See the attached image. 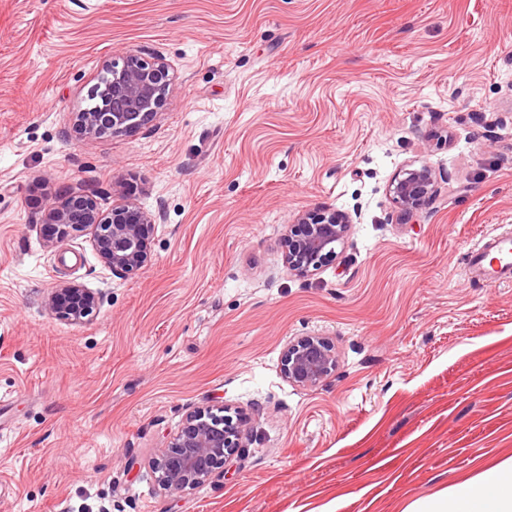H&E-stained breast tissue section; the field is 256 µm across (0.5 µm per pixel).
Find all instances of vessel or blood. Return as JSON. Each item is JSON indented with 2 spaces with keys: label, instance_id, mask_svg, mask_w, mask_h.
I'll return each mask as SVG.
<instances>
[{
  "label": "vessel or blood",
  "instance_id": "1",
  "mask_svg": "<svg viewBox=\"0 0 512 512\" xmlns=\"http://www.w3.org/2000/svg\"><path fill=\"white\" fill-rule=\"evenodd\" d=\"M465 271L489 286L512 282V229L486 233L468 251Z\"/></svg>",
  "mask_w": 512,
  "mask_h": 512
}]
</instances>
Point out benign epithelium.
<instances>
[{
    "label": "benign epithelium",
    "instance_id": "obj_1",
    "mask_svg": "<svg viewBox=\"0 0 512 512\" xmlns=\"http://www.w3.org/2000/svg\"><path fill=\"white\" fill-rule=\"evenodd\" d=\"M106 80L91 86L88 95L106 102L99 111L77 113L75 133L91 139L102 133H130L146 125L163 106L171 77L162 59L147 61L128 53L118 63L104 64ZM436 177L426 165L410 164L388 186L389 196L407 214L422 210L435 193ZM43 223L65 236L69 227H85L102 262L114 274L138 270L149 261L148 243L156 220L133 203L100 210L91 195L69 191L59 206L49 208ZM352 224L342 211L304 212L287 225L286 263L302 274L318 270L336 256ZM101 295L75 283L53 289L46 306L50 312L72 321L91 315ZM336 370V354L323 336H301L288 343L282 372L288 382L302 387L321 383ZM240 419L230 414L198 409L188 414L165 448L153 459L151 469L164 490H192L224 468L242 448Z\"/></svg>",
    "mask_w": 512,
    "mask_h": 512
}]
</instances>
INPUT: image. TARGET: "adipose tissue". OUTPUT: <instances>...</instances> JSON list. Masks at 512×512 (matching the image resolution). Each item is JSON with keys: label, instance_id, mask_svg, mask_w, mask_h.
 Returning <instances> with one entry per match:
<instances>
[{"label": "adipose tissue", "instance_id": "adipose-tissue-1", "mask_svg": "<svg viewBox=\"0 0 512 512\" xmlns=\"http://www.w3.org/2000/svg\"><path fill=\"white\" fill-rule=\"evenodd\" d=\"M404 512H512V457L440 493L414 500Z\"/></svg>", "mask_w": 512, "mask_h": 512}]
</instances>
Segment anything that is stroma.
Masks as SVG:
<instances>
[{
  "mask_svg": "<svg viewBox=\"0 0 512 512\" xmlns=\"http://www.w3.org/2000/svg\"><path fill=\"white\" fill-rule=\"evenodd\" d=\"M170 66L132 134L76 139L105 61ZM437 178L403 215L406 165ZM83 191L157 215L112 274L45 208ZM353 224L299 275L297 214ZM512 226V0H0V512H402L512 456V284L464 253ZM104 292L92 320L45 307ZM335 371L289 384L300 336ZM240 410L227 473L147 466L200 407ZM436 177L426 165L402 169L388 186L389 196L407 214L422 210L435 193ZM100 300L101 295L80 285L64 283L53 289L47 298L46 306L51 313L71 321H82L91 315L94 306ZM336 354L323 336H301L288 343L282 357V372L289 383L313 387L336 369Z\"/></svg>",
  "mask_w": 512,
  "mask_h": 512,
  "instance_id": "stroma-1",
  "label": "stroma"
}]
</instances>
